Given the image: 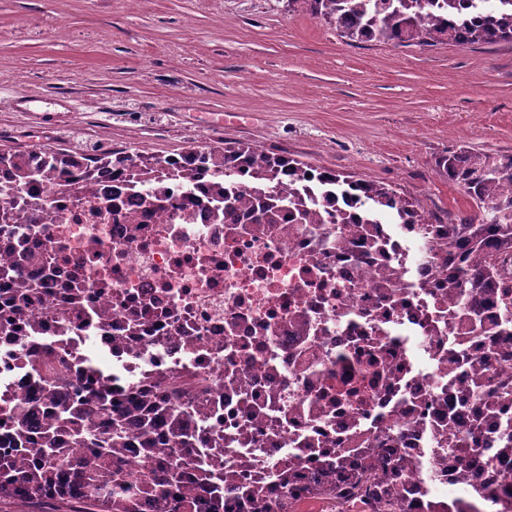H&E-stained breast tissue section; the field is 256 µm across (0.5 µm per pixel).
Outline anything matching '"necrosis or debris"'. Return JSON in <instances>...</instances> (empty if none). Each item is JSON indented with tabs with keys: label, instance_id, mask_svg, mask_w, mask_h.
Instances as JSON below:
<instances>
[{
	"label": "necrosis or debris",
	"instance_id": "obj_1",
	"mask_svg": "<svg viewBox=\"0 0 512 512\" xmlns=\"http://www.w3.org/2000/svg\"><path fill=\"white\" fill-rule=\"evenodd\" d=\"M189 192L175 184L158 209L140 180L100 169L12 190L34 230L20 247L1 224L0 264L28 253L39 288L20 307L0 292L22 328L0 332V405L35 385L20 349L67 387L96 355L117 391L157 384L201 410L225 475L272 498L346 483L379 449L392 478L357 494L365 512L386 492L396 512H512V256L477 323L437 287L414 225L340 244L343 225L225 224Z\"/></svg>",
	"mask_w": 512,
	"mask_h": 512
}]
</instances>
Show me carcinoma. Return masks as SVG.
Instances as JSON below:
<instances>
[{
  "instance_id": "carcinoma-1",
  "label": "carcinoma",
  "mask_w": 512,
  "mask_h": 512,
  "mask_svg": "<svg viewBox=\"0 0 512 512\" xmlns=\"http://www.w3.org/2000/svg\"><path fill=\"white\" fill-rule=\"evenodd\" d=\"M288 11L306 13L352 42L433 47L512 42V0H288ZM112 174L131 166L149 181L165 171L196 185L212 199L226 224H347L364 237L369 224H424L425 233L448 246L440 259L448 299L480 315L498 287V259L512 253V153L460 149L438 167L467 196L470 210L442 221L420 200L406 198L381 182L322 170L295 159L241 144L191 146L166 157L123 150L102 155L54 153L20 147L0 152V173L35 189L77 181L96 168ZM33 285L22 264L0 268V290L24 299ZM86 384L73 393L41 383L15 405L0 407V501L57 500L71 512H142L146 501L160 512H224V463L190 424L192 414L169 407L151 391H137L117 404L111 370L98 361ZM68 448H89L70 458ZM131 450L149 460L131 475L120 468L101 474ZM379 477L376 465L359 473L351 490ZM247 512H297L289 499L272 502L244 493Z\"/></svg>"
}]
</instances>
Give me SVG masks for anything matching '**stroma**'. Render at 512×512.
Returning <instances> with one entry per match:
<instances>
[{
	"instance_id": "35a3bbf8",
	"label": "stroma",
	"mask_w": 512,
	"mask_h": 512,
	"mask_svg": "<svg viewBox=\"0 0 512 512\" xmlns=\"http://www.w3.org/2000/svg\"><path fill=\"white\" fill-rule=\"evenodd\" d=\"M227 143L468 208L437 163L512 152V43H350L287 0H0V151Z\"/></svg>"
}]
</instances>
